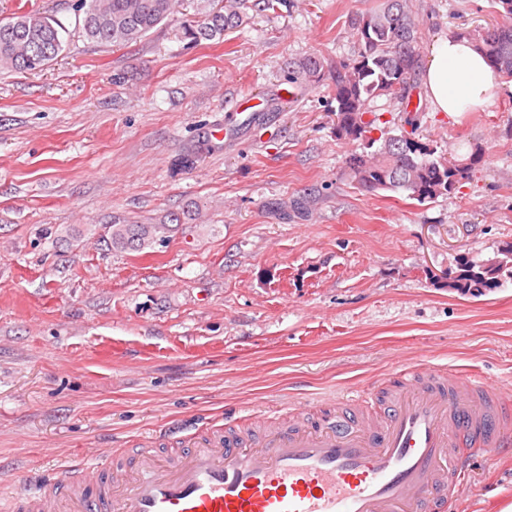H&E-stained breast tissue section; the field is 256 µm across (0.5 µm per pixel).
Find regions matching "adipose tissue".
<instances>
[{
  "mask_svg": "<svg viewBox=\"0 0 512 512\" xmlns=\"http://www.w3.org/2000/svg\"><path fill=\"white\" fill-rule=\"evenodd\" d=\"M435 111H477L490 99L491 71L474 42L455 32L436 41L422 75Z\"/></svg>",
  "mask_w": 512,
  "mask_h": 512,
  "instance_id": "obj_1",
  "label": "adipose tissue"
}]
</instances>
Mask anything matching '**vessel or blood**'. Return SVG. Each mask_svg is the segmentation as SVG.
<instances>
[{
    "mask_svg": "<svg viewBox=\"0 0 512 512\" xmlns=\"http://www.w3.org/2000/svg\"><path fill=\"white\" fill-rule=\"evenodd\" d=\"M467 374L407 366L374 392L297 404L282 422L174 431L89 457L0 512H446L469 461L512 440V404Z\"/></svg>",
    "mask_w": 512,
    "mask_h": 512,
    "instance_id": "obj_1",
    "label": "vessel or blood"
}]
</instances>
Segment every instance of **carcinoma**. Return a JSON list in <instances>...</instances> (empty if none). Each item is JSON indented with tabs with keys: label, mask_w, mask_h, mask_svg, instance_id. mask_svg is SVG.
<instances>
[{
	"label": "carcinoma",
	"mask_w": 512,
	"mask_h": 512,
	"mask_svg": "<svg viewBox=\"0 0 512 512\" xmlns=\"http://www.w3.org/2000/svg\"><path fill=\"white\" fill-rule=\"evenodd\" d=\"M181 0H76L83 11V36L92 43L123 45L136 42L157 28L176 10ZM194 19L185 22L184 37L199 42L239 27L249 5L276 10L286 0H194ZM502 21L466 33L484 51L492 73L512 80V0H494ZM358 44L351 63L335 67L321 55L311 54L299 63V74L314 84L326 83L327 96L336 114V135L364 143V150L349 157L352 181L366 194L389 191L420 204L456 190L484 165V152L474 150L448 166L435 149L405 134L376 140L378 117L365 119L366 103L378 96L403 97L419 64V20L411 0H381V4L351 19ZM69 32L58 20L36 10H23L0 22V69L21 73L43 70L68 43ZM170 231L167 224H122L106 227L113 248L139 250L161 243ZM498 262L467 257L449 287L466 294H481L512 277V243L498 249Z\"/></svg>",
	"instance_id": "cac0c4a2"
}]
</instances>
